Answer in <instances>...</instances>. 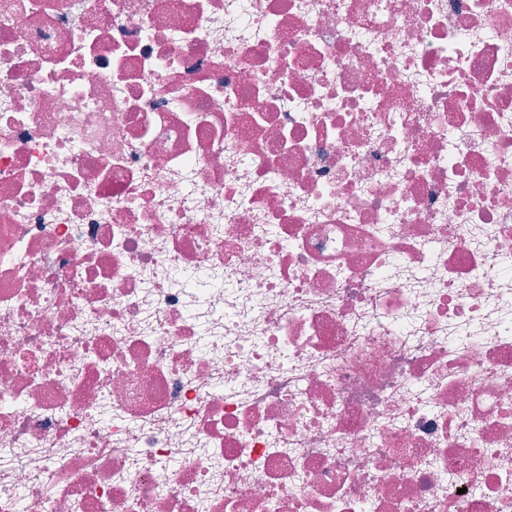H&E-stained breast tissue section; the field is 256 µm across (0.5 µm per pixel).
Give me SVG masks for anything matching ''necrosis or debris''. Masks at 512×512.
Listing matches in <instances>:
<instances>
[{
	"label": "necrosis or debris",
	"instance_id": "obj_1",
	"mask_svg": "<svg viewBox=\"0 0 512 512\" xmlns=\"http://www.w3.org/2000/svg\"><path fill=\"white\" fill-rule=\"evenodd\" d=\"M0 448V512H512V0H0Z\"/></svg>",
	"mask_w": 512,
	"mask_h": 512
}]
</instances>
